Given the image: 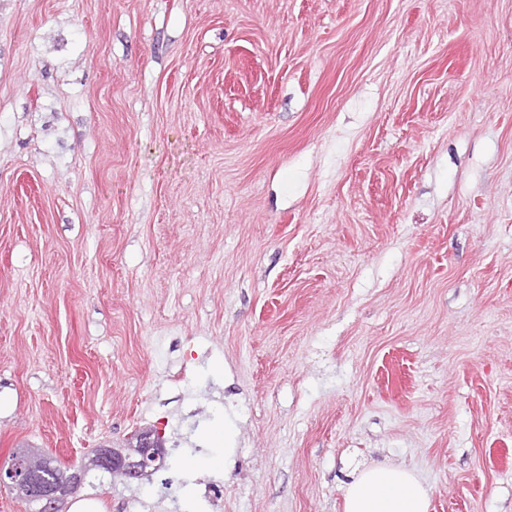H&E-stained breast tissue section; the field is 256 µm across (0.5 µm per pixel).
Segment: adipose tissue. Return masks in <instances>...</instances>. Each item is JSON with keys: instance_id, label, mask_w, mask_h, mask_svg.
Listing matches in <instances>:
<instances>
[{"instance_id": "ef3b65f1", "label": "adipose tissue", "mask_w": 512, "mask_h": 512, "mask_svg": "<svg viewBox=\"0 0 512 512\" xmlns=\"http://www.w3.org/2000/svg\"><path fill=\"white\" fill-rule=\"evenodd\" d=\"M429 491L409 469L377 463L344 488V512H429Z\"/></svg>"}]
</instances>
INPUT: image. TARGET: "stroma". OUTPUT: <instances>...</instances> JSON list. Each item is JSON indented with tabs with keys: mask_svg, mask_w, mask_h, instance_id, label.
<instances>
[{
	"mask_svg": "<svg viewBox=\"0 0 512 512\" xmlns=\"http://www.w3.org/2000/svg\"><path fill=\"white\" fill-rule=\"evenodd\" d=\"M146 430L76 500L512 512V0H0V463ZM429 491L409 469L377 463L344 487V512H428Z\"/></svg>",
	"mask_w": 512,
	"mask_h": 512,
	"instance_id": "35a3bbf8",
	"label": "stroma"
}]
</instances>
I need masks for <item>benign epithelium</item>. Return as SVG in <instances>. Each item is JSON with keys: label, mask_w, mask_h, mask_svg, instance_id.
I'll list each match as a JSON object with an SVG mask.
<instances>
[{"label": "benign epithelium", "mask_w": 512, "mask_h": 512, "mask_svg": "<svg viewBox=\"0 0 512 512\" xmlns=\"http://www.w3.org/2000/svg\"><path fill=\"white\" fill-rule=\"evenodd\" d=\"M134 440L136 444L124 452L98 449L95 464L90 469L134 480L144 476L147 467L158 468L164 464V449L160 448L153 432L142 431ZM88 470L73 471L62 479L45 481L31 471L29 461L13 457L0 464V485L24 490L29 501L37 505L35 512H62L68 496L77 492Z\"/></svg>", "instance_id": "benign-epithelium-1"}]
</instances>
